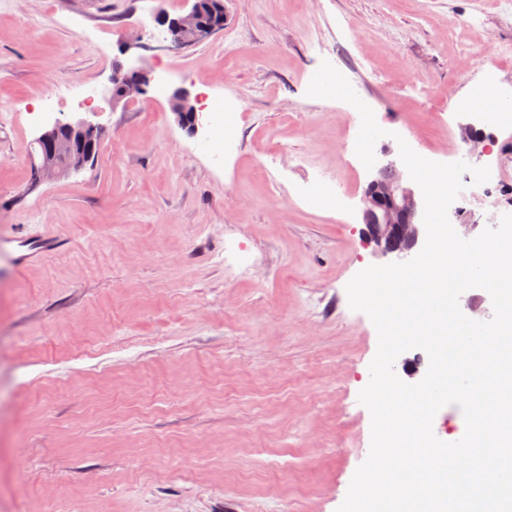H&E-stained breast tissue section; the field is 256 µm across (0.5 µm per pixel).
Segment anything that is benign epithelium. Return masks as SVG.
I'll list each match as a JSON object with an SVG mask.
<instances>
[{
  "mask_svg": "<svg viewBox=\"0 0 512 512\" xmlns=\"http://www.w3.org/2000/svg\"><path fill=\"white\" fill-rule=\"evenodd\" d=\"M190 2L188 11L158 19L160 23L169 24L171 43L176 49L199 44L215 32V28L203 20L198 0ZM152 81V72L141 66L126 67L118 63L112 74V84L121 90L120 99L128 102L147 95ZM196 100L197 97L185 86L176 87L169 93L168 102L180 127H186L187 116L197 115ZM103 134V127L88 119L54 121L34 140L43 148L42 155L37 158V182L85 168L95 160L94 154L75 150L74 143L93 145L101 142ZM362 203V224L377 250L400 260L413 257L423 233L418 216L424 208V199L408 184L397 160L388 159L377 166Z\"/></svg>",
  "mask_w": 512,
  "mask_h": 512,
  "instance_id": "obj_1",
  "label": "benign epithelium"
}]
</instances>
